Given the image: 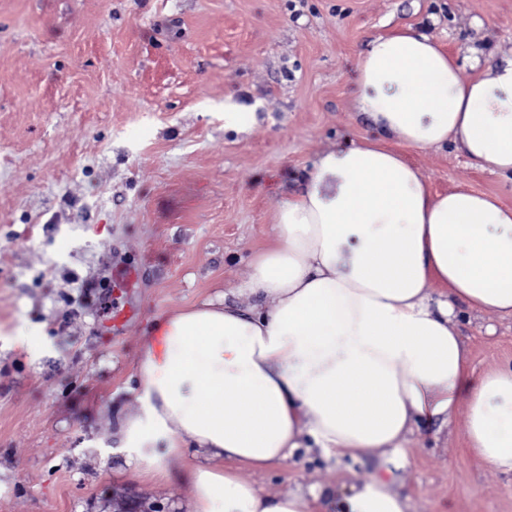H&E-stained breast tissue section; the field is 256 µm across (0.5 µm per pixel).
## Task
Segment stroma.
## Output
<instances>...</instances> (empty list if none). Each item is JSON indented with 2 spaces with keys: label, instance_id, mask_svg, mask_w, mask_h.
I'll return each instance as SVG.
<instances>
[{
  "label": "stroma",
  "instance_id": "stroma-1",
  "mask_svg": "<svg viewBox=\"0 0 512 512\" xmlns=\"http://www.w3.org/2000/svg\"><path fill=\"white\" fill-rule=\"evenodd\" d=\"M427 33L464 78L512 60V0H0V512H173L188 484L117 447L149 322L237 294L317 157L377 133L355 109L374 37ZM250 113L224 126V106ZM432 193L512 206V179L390 139ZM136 268L135 288L117 275ZM130 308L123 330L107 329ZM30 327L29 345L17 331ZM475 371L512 361V320L455 324ZM465 410L406 436L411 512H512V475L465 450ZM379 451L240 474L278 495L370 479Z\"/></svg>",
  "mask_w": 512,
  "mask_h": 512
}]
</instances>
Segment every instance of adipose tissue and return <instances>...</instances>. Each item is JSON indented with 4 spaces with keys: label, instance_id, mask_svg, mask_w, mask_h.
Returning a JSON list of instances; mask_svg holds the SVG:
<instances>
[{
    "label": "adipose tissue",
    "instance_id": "obj_1",
    "mask_svg": "<svg viewBox=\"0 0 512 512\" xmlns=\"http://www.w3.org/2000/svg\"><path fill=\"white\" fill-rule=\"evenodd\" d=\"M353 96L377 142L321 153L275 212L241 290L154 320L139 342V409L119 442L141 475L170 481L185 462L180 512H410L389 467L335 491L270 495L238 465L287 464L305 444L327 458L400 453L413 426L465 407L467 450L512 473V364L472 376L454 330L512 318V208L471 190L431 193L385 146L455 145L480 170L512 174V60L463 79L428 35L373 39Z\"/></svg>",
    "mask_w": 512,
    "mask_h": 512
}]
</instances>
